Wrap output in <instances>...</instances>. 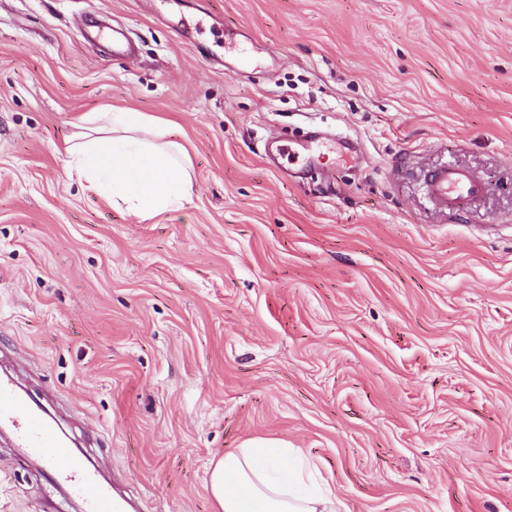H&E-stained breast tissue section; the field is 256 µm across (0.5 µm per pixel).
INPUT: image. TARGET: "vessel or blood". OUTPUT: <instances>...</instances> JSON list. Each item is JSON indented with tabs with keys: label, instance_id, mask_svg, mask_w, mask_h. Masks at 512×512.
I'll use <instances>...</instances> for the list:
<instances>
[{
	"label": "vessel or blood",
	"instance_id": "obj_1",
	"mask_svg": "<svg viewBox=\"0 0 512 512\" xmlns=\"http://www.w3.org/2000/svg\"><path fill=\"white\" fill-rule=\"evenodd\" d=\"M484 189L474 171L453 165L437 168L427 182L430 198L441 209L462 208ZM0 427L12 433L16 446L28 459L39 462L48 478L78 497L82 512H123L111 487L65 443L59 420L26 397L7 375L0 377Z\"/></svg>",
	"mask_w": 512,
	"mask_h": 512
}]
</instances>
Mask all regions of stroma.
<instances>
[{
  "label": "stroma",
  "instance_id": "35a3bbf8",
  "mask_svg": "<svg viewBox=\"0 0 512 512\" xmlns=\"http://www.w3.org/2000/svg\"><path fill=\"white\" fill-rule=\"evenodd\" d=\"M112 108L175 123L182 209L70 172ZM0 374L138 512L257 439L342 512H512V0H0ZM0 512L81 505L4 434ZM485 189L482 178L466 168L444 165L434 170L427 182L430 198L439 209H461L480 197Z\"/></svg>",
  "mask_w": 512,
  "mask_h": 512
}]
</instances>
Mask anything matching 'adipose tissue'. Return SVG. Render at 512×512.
Listing matches in <instances>:
<instances>
[{
    "label": "adipose tissue",
    "mask_w": 512,
    "mask_h": 512,
    "mask_svg": "<svg viewBox=\"0 0 512 512\" xmlns=\"http://www.w3.org/2000/svg\"><path fill=\"white\" fill-rule=\"evenodd\" d=\"M78 126L65 147L70 168L141 220L190 200L192 177L181 145L165 139L167 123L115 109L85 113ZM313 466L302 449L256 440L213 460L208 488L219 512H338L331 487L305 489Z\"/></svg>",
    "instance_id": "obj_1"
}]
</instances>
